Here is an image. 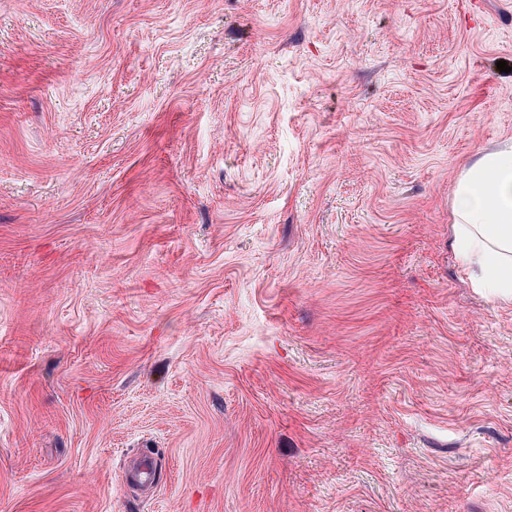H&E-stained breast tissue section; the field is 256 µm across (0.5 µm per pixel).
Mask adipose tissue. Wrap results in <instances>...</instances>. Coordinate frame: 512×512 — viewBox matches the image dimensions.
<instances>
[{
	"label": "adipose tissue",
	"instance_id": "obj_1",
	"mask_svg": "<svg viewBox=\"0 0 512 512\" xmlns=\"http://www.w3.org/2000/svg\"><path fill=\"white\" fill-rule=\"evenodd\" d=\"M449 246L473 288L512 304V141L481 151L459 174Z\"/></svg>",
	"mask_w": 512,
	"mask_h": 512
}]
</instances>
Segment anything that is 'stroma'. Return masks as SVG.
Here are the masks:
<instances>
[{
    "instance_id": "stroma-1",
    "label": "stroma",
    "mask_w": 512,
    "mask_h": 512,
    "mask_svg": "<svg viewBox=\"0 0 512 512\" xmlns=\"http://www.w3.org/2000/svg\"><path fill=\"white\" fill-rule=\"evenodd\" d=\"M506 140L512 0H0V512H512ZM449 246L473 288L512 304V141L481 151L459 174ZM130 472L138 486L146 491L153 488L156 479V466L151 457L141 456L136 458Z\"/></svg>"
}]
</instances>
